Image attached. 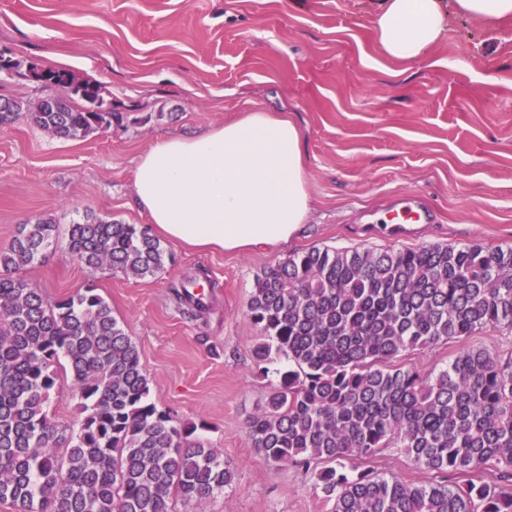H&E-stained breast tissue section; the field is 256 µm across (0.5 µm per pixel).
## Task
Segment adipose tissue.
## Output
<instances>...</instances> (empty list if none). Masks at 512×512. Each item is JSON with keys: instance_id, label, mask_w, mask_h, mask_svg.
Instances as JSON below:
<instances>
[{"instance_id": "ef3b65f1", "label": "adipose tissue", "mask_w": 512, "mask_h": 512, "mask_svg": "<svg viewBox=\"0 0 512 512\" xmlns=\"http://www.w3.org/2000/svg\"><path fill=\"white\" fill-rule=\"evenodd\" d=\"M440 0H386L379 50L410 62L440 37ZM139 209L165 237L198 250L276 247L311 211L301 128L292 114L254 111L193 135L156 140L134 167Z\"/></svg>"}]
</instances>
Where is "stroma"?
I'll return each instance as SVG.
<instances>
[{"instance_id": "stroma-1", "label": "stroma", "mask_w": 512, "mask_h": 512, "mask_svg": "<svg viewBox=\"0 0 512 512\" xmlns=\"http://www.w3.org/2000/svg\"><path fill=\"white\" fill-rule=\"evenodd\" d=\"M383 0H0V94L34 101L26 67L62 69L101 86L111 127L76 139L26 118L0 127V248L19 225L52 219L59 232L93 216L148 224L134 200L136 158L158 138L192 134L244 112L298 119L312 210L299 237L275 249L200 252L172 242L170 263L137 279L72 259L65 246L20 274L48 299L95 286L136 343L150 398L187 423L235 473L210 512H328L311 477L267 462L244 428L265 403L282 360L259 370V328L246 304L268 264L312 247L512 245V19L493 25L449 13L438 41L401 62L380 54ZM425 210L397 224L398 208ZM207 270L206 322L170 300L171 283ZM512 355V332L408 352L427 375L462 348Z\"/></svg>"}]
</instances>
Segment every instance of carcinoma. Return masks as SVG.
Returning <instances> with one entry per match:
<instances>
[{
    "instance_id": "obj_1",
    "label": "carcinoma",
    "mask_w": 512,
    "mask_h": 512,
    "mask_svg": "<svg viewBox=\"0 0 512 512\" xmlns=\"http://www.w3.org/2000/svg\"><path fill=\"white\" fill-rule=\"evenodd\" d=\"M31 75L65 96H0V126L23 114L60 138L116 117L101 86L59 70ZM59 244L37 218L0 250V502L16 512H191L235 475L224 458L151 401L136 344L112 306L88 286L50 302L18 271ZM66 247L89 269L133 278L164 269L148 228L88 217ZM198 320L211 301L197 275L170 287ZM247 316L262 336L256 366L283 359L264 408L246 420L251 446L274 464L302 468L330 512H512V357L467 347L438 374L396 361L487 328L512 331V246L313 247L256 276ZM77 427L50 413L66 383ZM400 448L428 480L386 477L369 466ZM464 476L448 485V476Z\"/></svg>"
}]
</instances>
